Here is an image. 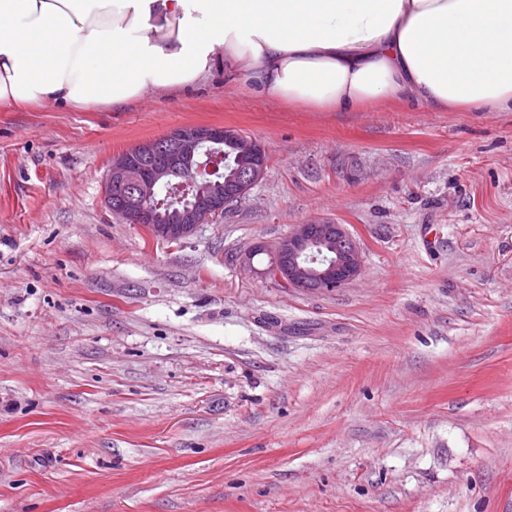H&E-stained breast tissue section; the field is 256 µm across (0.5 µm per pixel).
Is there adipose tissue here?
I'll return each mask as SVG.
<instances>
[{
	"label": "adipose tissue",
	"instance_id": "adipose-tissue-1",
	"mask_svg": "<svg viewBox=\"0 0 512 512\" xmlns=\"http://www.w3.org/2000/svg\"><path fill=\"white\" fill-rule=\"evenodd\" d=\"M219 63L318 112H512V0H0V102L120 109Z\"/></svg>",
	"mask_w": 512,
	"mask_h": 512
}]
</instances>
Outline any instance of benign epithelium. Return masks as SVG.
I'll list each match as a JSON object with an SVG mask.
<instances>
[{"label":"benign epithelium","instance_id":"obj_1","mask_svg":"<svg viewBox=\"0 0 512 512\" xmlns=\"http://www.w3.org/2000/svg\"><path fill=\"white\" fill-rule=\"evenodd\" d=\"M230 147L240 162L234 179L224 181L219 194L203 188L221 176ZM267 151L256 140L233 129L206 125H182L163 137L142 141L113 158L105 187V201L110 212L128 224H154L151 202L160 187L182 203L176 190L188 185L198 189L191 204L180 210L172 223L163 227V238L183 239L198 225L224 216L264 178ZM265 253L270 268L261 270L290 289L323 292L343 288L361 272V253L356 240L342 224L317 220L295 225L273 244L254 243L242 255L250 267L253 257Z\"/></svg>","mask_w":512,"mask_h":512}]
</instances>
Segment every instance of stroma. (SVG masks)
<instances>
[{"mask_svg": "<svg viewBox=\"0 0 512 512\" xmlns=\"http://www.w3.org/2000/svg\"><path fill=\"white\" fill-rule=\"evenodd\" d=\"M185 124L267 171L172 244L105 185ZM308 220L356 280L243 265ZM0 512H512V112H315L220 67L118 110L0 103Z\"/></svg>", "mask_w": 512, "mask_h": 512, "instance_id": "stroma-1", "label": "stroma"}]
</instances>
